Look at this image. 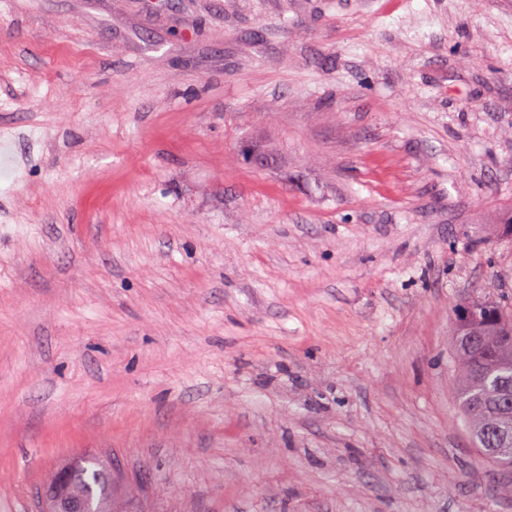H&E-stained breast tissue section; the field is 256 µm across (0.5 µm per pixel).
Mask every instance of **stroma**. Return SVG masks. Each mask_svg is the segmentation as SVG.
Returning <instances> with one entry per match:
<instances>
[{
    "mask_svg": "<svg viewBox=\"0 0 512 512\" xmlns=\"http://www.w3.org/2000/svg\"><path fill=\"white\" fill-rule=\"evenodd\" d=\"M0 512H512L451 319L512 299V0H0ZM57 469L54 483L37 495V512H87L88 503L79 498L71 497L69 492L81 491L88 494L92 491L97 495L99 505L104 511L112 498V481L107 479L111 470L105 462L93 455H79ZM70 476V481H69ZM69 484V486H68Z\"/></svg>",
    "mask_w": 512,
    "mask_h": 512,
    "instance_id": "35a3bbf8",
    "label": "stroma"
}]
</instances>
